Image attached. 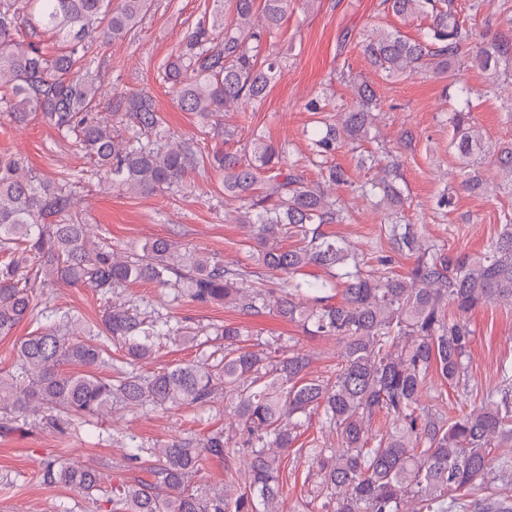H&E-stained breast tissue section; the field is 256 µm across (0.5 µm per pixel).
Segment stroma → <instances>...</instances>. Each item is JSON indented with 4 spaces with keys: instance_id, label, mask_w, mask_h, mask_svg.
<instances>
[{
    "instance_id": "1",
    "label": "stroma",
    "mask_w": 512,
    "mask_h": 512,
    "mask_svg": "<svg viewBox=\"0 0 512 512\" xmlns=\"http://www.w3.org/2000/svg\"><path fill=\"white\" fill-rule=\"evenodd\" d=\"M471 0H456L459 15L470 21L478 41L490 40L508 28L500 0H481L478 13H470ZM287 21L268 40L270 52L288 58L261 106L247 116L227 113L226 123L237 125L238 134L223 142L212 130L202 128L196 115L181 111L172 95L157 79L159 68L187 31L210 13L214 0H152L139 28L119 41L94 45L89 69L105 96L118 92L146 93L153 97L172 134L191 138L202 150L222 147L247 148L254 133L272 142H288L291 160L297 161L308 180L321 179L309 163L306 131L314 121L304 108L313 91L329 84L341 103L351 100L350 80H366L381 101L376 134L390 158L400 165L401 188L407 199L405 213L417 224L426 243L453 253L480 254L501 230V215L512 212V190L502 187V176L490 158H482L478 172L486 181L484 193L472 194L459 186L460 161L450 148L453 131L448 124L450 105L444 94L445 80L420 74L400 78L386 76L371 66L354 44H342L344 33L358 35L379 25L414 38L427 19L403 21L388 14L384 0H316L311 9L293 0ZM461 77L478 106L473 123L491 148L512 144V122L502 109L512 103V77L500 76L498 90L486 96L487 73L464 67ZM18 159L37 176L58 180L71 177L79 207L94 236L112 247L140 251L153 239L169 237L184 247L210 253L226 266L243 270L248 283L260 287L274 277L244 249L242 225L224 219V186L217 173L194 175L191 190H164L152 194L130 193L99 186L91 177L93 164L52 127L35 119L17 126L0 116V157ZM349 212L343 224H326L322 230L341 238L348 248L369 262L390 253L386 226L379 213L348 188L338 190ZM452 196L450 208L438 209L440 195ZM120 300L170 319L197 327L199 343L162 342L158 351L140 364L150 375L177 365L217 355L224 350L220 331L224 323H238L256 334L258 341L291 340L295 349L311 358L309 372L327 376L336 369L340 347L335 338L305 335L296 324L274 315L247 316L224 305H200L174 299L171 288L154 283H133L116 290ZM71 310L89 322L98 321L103 302L87 287L59 284L41 289L34 316L22 322L11 336L0 338V372L15 369L14 343L35 332L51 311ZM469 323L474 336L469 349L464 384L443 381L430 370L423 389L425 404L454 418L479 406L487 392L501 385L500 367L512 362V304L491 303L473 311ZM224 399L205 409L183 405L172 409H122L103 416L93 425H73L61 434L40 418H28L22 431L0 433V512H112L111 496L82 494L61 484L44 483L48 461L93 464L110 475L113 484L132 478H149L153 464L150 450L168 440L203 435L216 429L232 432L234 422L224 412Z\"/></svg>"
}]
</instances>
